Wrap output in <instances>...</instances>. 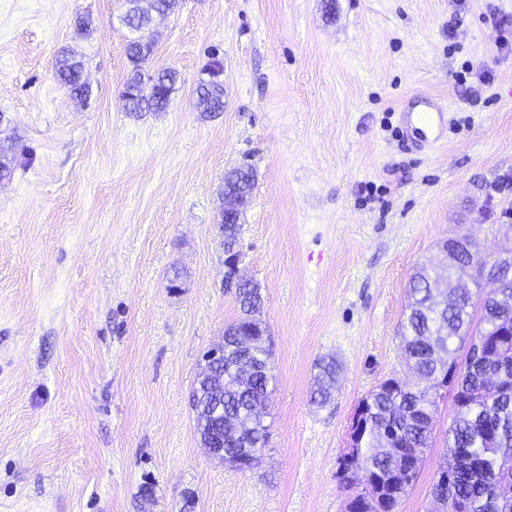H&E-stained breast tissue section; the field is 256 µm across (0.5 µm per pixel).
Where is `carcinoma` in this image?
Wrapping results in <instances>:
<instances>
[{
  "label": "carcinoma",
  "mask_w": 512,
  "mask_h": 512,
  "mask_svg": "<svg viewBox=\"0 0 512 512\" xmlns=\"http://www.w3.org/2000/svg\"><path fill=\"white\" fill-rule=\"evenodd\" d=\"M125 0L127 10L120 16L130 36L125 53L133 65L122 101L127 112H162L178 82V73L162 69L153 73L142 69V64L153 50V33L150 24L153 16H168L180 6V0ZM223 62L213 59L209 68V80L196 90L195 108L199 112L224 111ZM82 61L75 54L62 51L55 57L54 75L73 98L88 93L83 78ZM255 186V174L249 167H233L224 173V187L243 194H251ZM241 225H224L222 246L224 250L239 248ZM446 269L421 267L409 282L412 302L401 326L403 360L413 372L416 381L407 385L394 378L382 381L359 402L365 408L364 420L370 422V432L363 441L355 464L369 472L380 473L379 480L364 487L355 498L368 503L369 512H396L400 499L388 497L389 484L385 476L404 469L408 457H423L431 447L433 412L436 400L431 398L440 367L456 364L455 354L463 349L468 333L476 324L494 325L502 314L512 316V277H505L502 298L493 303L476 306L468 296L457 297L448 303V297H439L433 288L435 278L445 275ZM240 318L228 327L231 335L224 337L229 345H236L240 335L250 334V324L259 323L255 315L261 313L263 297L253 285L236 290ZM496 360L486 371L498 370L499 361L512 364V333L494 337ZM271 352L266 342L257 343L253 351L239 348L224 354V390L207 389L206 381L196 382L191 397L195 413L196 432L200 443L213 441L223 445L224 455L237 457L253 448L262 449L268 439V426L259 415H252V403L268 398L271 379L268 361ZM315 395L321 404L331 400L336 389L340 364L336 358H323L317 363ZM250 370L247 386L239 387L240 375ZM462 382L451 385L445 394L452 398L456 414L448 428L446 448L456 457L460 469L459 479L453 491L433 483L431 495L450 496L464 505L453 512H490V501L502 499L500 512H512V492L499 493L494 483L496 471L505 463L512 465V377L504 382L501 394L487 396L472 377L470 368L460 374ZM221 400L224 405V429L211 424L206 411L211 403Z\"/></svg>",
  "instance_id": "cac0c4a2"
}]
</instances>
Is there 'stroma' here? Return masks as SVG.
<instances>
[{
    "label": "stroma",
    "instance_id": "1",
    "mask_svg": "<svg viewBox=\"0 0 512 512\" xmlns=\"http://www.w3.org/2000/svg\"><path fill=\"white\" fill-rule=\"evenodd\" d=\"M124 0H0V512H345L337 477L361 398L413 376L409 279L442 241L475 263L512 210V0H182L148 69L180 80L124 111ZM90 19L88 28L79 19ZM81 59L72 98L56 54ZM224 62V109L195 90ZM448 108L416 150L408 97ZM251 166L243 275L273 343L259 465L211 459L190 394L239 315L218 231L224 173ZM341 365L312 399L316 362ZM455 414L397 512H427ZM84 67L81 60L69 51H61L55 57L54 75L72 98H82L88 93V85L83 78Z\"/></svg>",
    "mask_w": 512,
    "mask_h": 512
}]
</instances>
